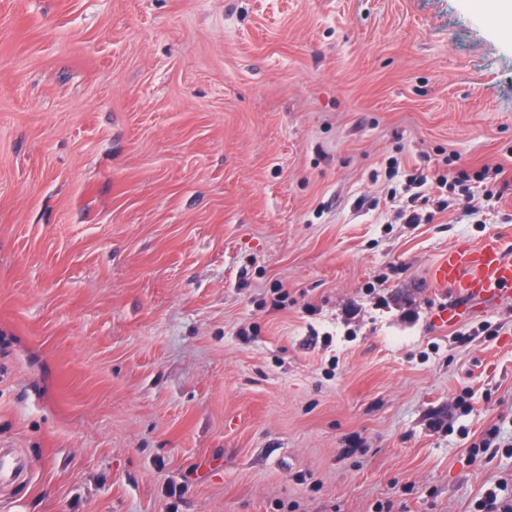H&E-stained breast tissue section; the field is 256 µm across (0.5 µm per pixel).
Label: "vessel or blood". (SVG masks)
Instances as JSON below:
<instances>
[{"label":"vessel or blood","mask_w":512,"mask_h":512,"mask_svg":"<svg viewBox=\"0 0 512 512\" xmlns=\"http://www.w3.org/2000/svg\"><path fill=\"white\" fill-rule=\"evenodd\" d=\"M435 285L457 297L477 302L512 297V257L498 239L488 238L476 247L457 246L431 271Z\"/></svg>","instance_id":"b4317fda"}]
</instances>
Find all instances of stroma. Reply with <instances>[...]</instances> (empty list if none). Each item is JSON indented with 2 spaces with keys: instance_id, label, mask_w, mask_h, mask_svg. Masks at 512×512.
Instances as JSON below:
<instances>
[{
  "instance_id": "1",
  "label": "stroma",
  "mask_w": 512,
  "mask_h": 512,
  "mask_svg": "<svg viewBox=\"0 0 512 512\" xmlns=\"http://www.w3.org/2000/svg\"><path fill=\"white\" fill-rule=\"evenodd\" d=\"M453 155L502 196L410 200ZM490 237L480 0H0V512L512 500V298L430 277Z\"/></svg>"
}]
</instances>
